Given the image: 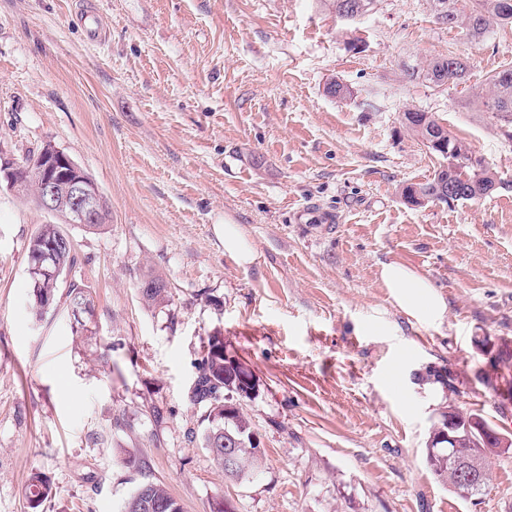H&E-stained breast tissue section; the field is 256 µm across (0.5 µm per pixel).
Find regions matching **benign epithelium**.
<instances>
[{"mask_svg": "<svg viewBox=\"0 0 512 512\" xmlns=\"http://www.w3.org/2000/svg\"><path fill=\"white\" fill-rule=\"evenodd\" d=\"M37 177L27 165L0 149V184L15 191L32 190L38 207L62 216L68 224H98L104 197L96 183L65 152L45 146L35 155Z\"/></svg>", "mask_w": 512, "mask_h": 512, "instance_id": "benign-epithelium-1", "label": "benign epithelium"}]
</instances>
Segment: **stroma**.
I'll use <instances>...</instances> for the list:
<instances>
[{"mask_svg":"<svg viewBox=\"0 0 512 512\" xmlns=\"http://www.w3.org/2000/svg\"><path fill=\"white\" fill-rule=\"evenodd\" d=\"M87 9L102 16L94 44ZM448 53L464 83L404 78ZM509 66L511 25L473 42L428 0H379L349 26L321 0H0V148L22 161L55 144L111 211L102 229L64 227L78 257L65 283L94 298L78 331L65 304L31 312L28 241L56 216L0 187V512H27L35 470L55 491L43 512H122L147 480L183 512L219 495L231 512H512V453L471 498L425 461L449 405L512 434V401L484 380L486 344L512 345V140L474 104ZM333 77L351 99L325 94ZM408 106L466 139L503 188L406 204L400 185L438 165L404 131ZM308 202L334 224L297 223ZM226 221L251 265L225 252ZM389 262L443 296L441 324L394 303ZM150 272L168 305L141 300ZM211 335L258 385L242 407L263 463L242 481L197 438ZM215 232L224 238V250L233 256L240 265H249L254 261V250L239 225L224 222L217 224Z\"/></svg>","mask_w":512,"mask_h":512,"instance_id":"obj_1","label":"stroma"}]
</instances>
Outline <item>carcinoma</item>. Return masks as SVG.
<instances>
[{
	"label": "carcinoma",
	"instance_id": "1",
	"mask_svg": "<svg viewBox=\"0 0 512 512\" xmlns=\"http://www.w3.org/2000/svg\"><path fill=\"white\" fill-rule=\"evenodd\" d=\"M350 7L348 20L353 21L374 10L378 0H344ZM433 14L452 15L457 19V28L474 40L484 38L493 27L512 24V4L506 0H429ZM467 68L464 62L452 54L431 59L421 70H405V76L413 81L421 79L434 87L457 86L465 81ZM327 96L343 101L353 96L352 88L338 80H329L324 88ZM476 105L482 112H490L503 123V135L512 140V67L503 68L492 74L485 88L477 95ZM408 123L403 125L408 135L423 142L438 140L441 147L434 150L440 158L431 179L421 183H404L400 195L411 205H417L420 195H432L443 204L475 201L488 196L502 184L497 173L486 168L482 160H472L473 151L468 143L456 138L443 123L430 112L407 107L403 110ZM29 276L31 280L32 310L35 315L45 313L43 302L51 295L52 304H57L59 286L63 274L76 263V253L68 235L58 224H42L30 238L28 245ZM52 250V267L60 274L54 276L38 265L39 259L47 250ZM139 293L145 304L160 306L168 303L171 293L165 280L148 273L140 281ZM68 307L76 325H82V314L93 305V296L80 288H71L66 294ZM236 359L224 355V338L208 337L200 361L198 362L197 382L193 391V401L205 407L206 427L201 433V447L208 450L213 461L224 470V476L242 481L261 467V449L252 441L254 427L251 420L240 408L241 401L252 398L256 386H249L240 380L235 366ZM512 364V347L503 342L498 346L491 360L496 378L504 382V387H496L499 395H507L512 401V379L501 372ZM458 419L459 435L463 436L457 448L426 449V464L437 478L448 488L456 489V464L480 457L481 477L475 493H482L487 486L492 459L512 451V436L509 447L499 448L497 444L484 441L480 434L466 430L467 423L473 420L472 414L455 407H448L434 424L430 437L441 443L444 431L448 430V418ZM232 449L231 461L224 460L227 449ZM52 495L48 479L40 472L30 474L24 489V496L30 512H40L44 502ZM163 505V512H183L179 500L162 482L148 481L140 484L125 501L123 512H148L145 503Z\"/></svg>",
	"mask_w": 512,
	"mask_h": 512
}]
</instances>
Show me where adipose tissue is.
Returning <instances> with one entry per match:
<instances>
[{
  "label": "adipose tissue",
  "mask_w": 512,
  "mask_h": 512,
  "mask_svg": "<svg viewBox=\"0 0 512 512\" xmlns=\"http://www.w3.org/2000/svg\"><path fill=\"white\" fill-rule=\"evenodd\" d=\"M380 275L397 306L416 322L432 326L443 321L446 303L426 277L397 262L383 264Z\"/></svg>",
  "instance_id": "adipose-tissue-1"
}]
</instances>
